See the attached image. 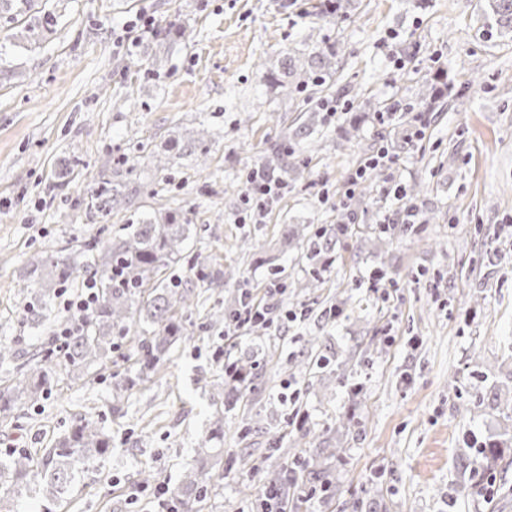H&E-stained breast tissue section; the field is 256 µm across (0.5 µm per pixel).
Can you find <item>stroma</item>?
<instances>
[{
  "label": "stroma",
  "instance_id": "35a3bbf8",
  "mask_svg": "<svg viewBox=\"0 0 512 512\" xmlns=\"http://www.w3.org/2000/svg\"><path fill=\"white\" fill-rule=\"evenodd\" d=\"M317 2L47 0L53 24L35 45L24 24L0 19V344L42 342L21 322L25 267L143 215L195 227L168 274H189L199 251L241 274L221 288L198 282L182 339L133 390L112 388L128 368L119 360L0 417V450L36 458L76 417L111 430V455L54 512H158L155 486H179L218 413L224 435L210 443L202 512H261L242 489L289 467L283 449L300 429L307 459L343 450L316 512H512V450L489 472L472 463L473 441L512 436V33L493 32L486 0H343L330 17ZM147 19L169 37L144 32ZM322 44L337 48L332 117L284 89L288 59ZM475 77L476 97L463 90ZM420 93L431 112L381 123L363 108ZM304 126L315 135H300ZM187 136L208 147L205 172L175 149L153 164L151 153ZM273 145L283 192L255 216L247 176ZM383 145L394 165L376 173L371 195L347 199L349 176ZM135 156L131 182L117 163ZM69 158L78 165L56 186ZM103 178L124 194L105 219L86 206ZM414 184L418 197L392 193ZM318 233L334 248L317 263L305 245ZM244 237L259 250L241 252ZM315 276L321 287L295 294L293 282ZM245 291L273 305V321L225 337L210 316ZM313 350L338 371L293 377ZM245 356L260 374L249 400L211 403V384ZM258 418L269 422L268 460L247 431Z\"/></svg>",
  "mask_w": 512,
  "mask_h": 512
}]
</instances>
